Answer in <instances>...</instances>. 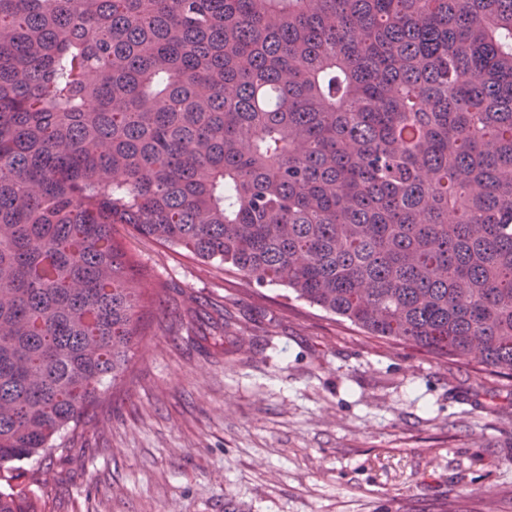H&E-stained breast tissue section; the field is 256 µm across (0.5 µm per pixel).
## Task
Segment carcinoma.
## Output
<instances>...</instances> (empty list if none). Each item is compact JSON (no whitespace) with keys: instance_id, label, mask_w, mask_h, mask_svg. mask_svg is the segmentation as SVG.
Returning <instances> with one entry per match:
<instances>
[{"instance_id":"cac0c4a2","label":"carcinoma","mask_w":512,"mask_h":512,"mask_svg":"<svg viewBox=\"0 0 512 512\" xmlns=\"http://www.w3.org/2000/svg\"><path fill=\"white\" fill-rule=\"evenodd\" d=\"M512 375V0H0V512L147 335L112 225Z\"/></svg>"}]
</instances>
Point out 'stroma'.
<instances>
[{
    "label": "stroma",
    "mask_w": 512,
    "mask_h": 512,
    "mask_svg": "<svg viewBox=\"0 0 512 512\" xmlns=\"http://www.w3.org/2000/svg\"><path fill=\"white\" fill-rule=\"evenodd\" d=\"M148 334L41 512H512V378L366 335L117 224Z\"/></svg>",
    "instance_id": "35a3bbf8"
}]
</instances>
